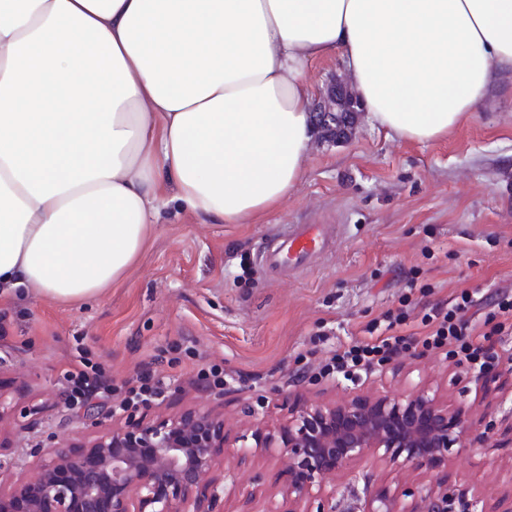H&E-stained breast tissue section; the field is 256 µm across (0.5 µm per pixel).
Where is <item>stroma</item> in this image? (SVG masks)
<instances>
[{
	"label": "stroma",
	"mask_w": 512,
	"mask_h": 512,
	"mask_svg": "<svg viewBox=\"0 0 512 512\" xmlns=\"http://www.w3.org/2000/svg\"><path fill=\"white\" fill-rule=\"evenodd\" d=\"M327 220L328 249L305 269H274L268 252L297 225ZM416 288H409V281ZM512 291V80L491 101L430 142H412L358 120L349 139L317 141L300 180L259 223L220 224L162 207L144 249L122 283L83 303L24 292L0 305V454L90 439L95 422H121L111 400L96 420L73 402L66 373L86 348L115 380L150 374L163 384L157 410L168 417L205 403L230 434L262 419L284 423L306 399L391 395L421 384L477 430L481 448L463 451L437 478L449 512H512V333L499 337L493 384L439 350L412 348L355 381L322 374L332 354L368 339L369 327L410 298L407 332L421 330L426 307L461 292L478 302L476 325L498 291ZM217 364L224 394L189 387L184 372ZM45 404L18 431L12 407ZM336 481V512H362L367 487L398 491L413 475L375 458Z\"/></svg>",
	"instance_id": "1"
}]
</instances>
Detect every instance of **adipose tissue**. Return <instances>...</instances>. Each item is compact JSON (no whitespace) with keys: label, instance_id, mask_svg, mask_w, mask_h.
Masks as SVG:
<instances>
[{"label":"adipose tissue","instance_id":"1","mask_svg":"<svg viewBox=\"0 0 512 512\" xmlns=\"http://www.w3.org/2000/svg\"><path fill=\"white\" fill-rule=\"evenodd\" d=\"M333 56L370 126L435 140L512 77V0H0V295L100 296L169 185L256 222L303 173Z\"/></svg>","mask_w":512,"mask_h":512}]
</instances>
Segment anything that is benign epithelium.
Segmentation results:
<instances>
[{
    "label": "benign epithelium",
    "instance_id": "obj_1",
    "mask_svg": "<svg viewBox=\"0 0 512 512\" xmlns=\"http://www.w3.org/2000/svg\"><path fill=\"white\" fill-rule=\"evenodd\" d=\"M360 109L354 93L340 88L313 106L317 123L325 125L338 112ZM227 440L224 416L204 405L157 421L134 411L121 425L98 424L77 447L51 444L8 462L0 458V470H19L8 488L0 487V512H224L219 448L240 465L259 456L280 463L286 496L268 512H335L332 481L353 461L373 456L434 471L486 438L464 413L416 387L400 396L305 402L289 409L278 427L258 423L232 448ZM363 512H448V487L371 491Z\"/></svg>",
    "mask_w": 512,
    "mask_h": 512
}]
</instances>
